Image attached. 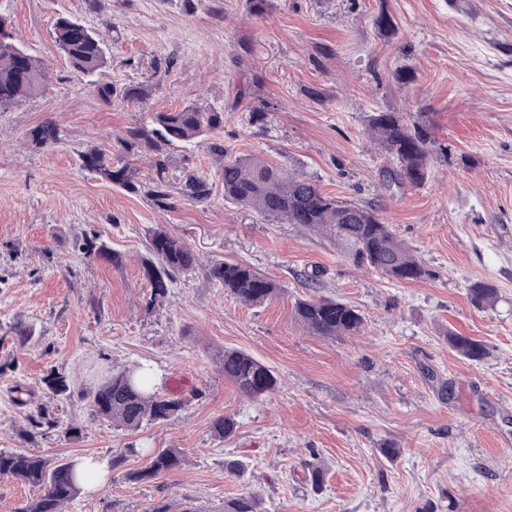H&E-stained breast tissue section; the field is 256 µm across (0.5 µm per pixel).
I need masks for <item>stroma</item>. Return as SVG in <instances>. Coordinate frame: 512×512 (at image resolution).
Returning a JSON list of instances; mask_svg holds the SVG:
<instances>
[{
  "label": "stroma",
  "mask_w": 512,
  "mask_h": 512,
  "mask_svg": "<svg viewBox=\"0 0 512 512\" xmlns=\"http://www.w3.org/2000/svg\"><path fill=\"white\" fill-rule=\"evenodd\" d=\"M382 11L398 38L378 34ZM62 15L105 33L97 84L60 52ZM0 17L46 68L0 113V450L107 457L111 481L65 512L180 501L224 512L249 491L262 512H512V0H266L259 14L248 0H0ZM130 86L148 88L145 103L122 99ZM190 104L223 112V126L189 148L122 147L152 113ZM378 111L407 113L428 133L422 187L387 183L392 162L366 132ZM47 122L61 141L32 144ZM214 142L376 207L426 276L403 283L357 267L329 238L225 200ZM91 149L137 168L140 189L82 170ZM157 153L168 159L163 207L146 191ZM190 176L207 200L184 193ZM159 227L199 265L154 303L141 260ZM97 236L121 264L78 251ZM215 260L251 266L279 294L239 303L210 277ZM476 282L495 287L492 304L472 303ZM322 297L362 313V335L310 334L294 304ZM452 332L482 341L483 360L463 357ZM227 349L274 370L272 394L253 400L225 380ZM136 364L184 406L128 432L96 414L91 395ZM51 372L69 377V393L46 388ZM222 416L237 422L224 442L212 433ZM165 448L184 453L182 468L125 482ZM234 459L250 483L225 474Z\"/></svg>",
  "instance_id": "stroma-1"
}]
</instances>
